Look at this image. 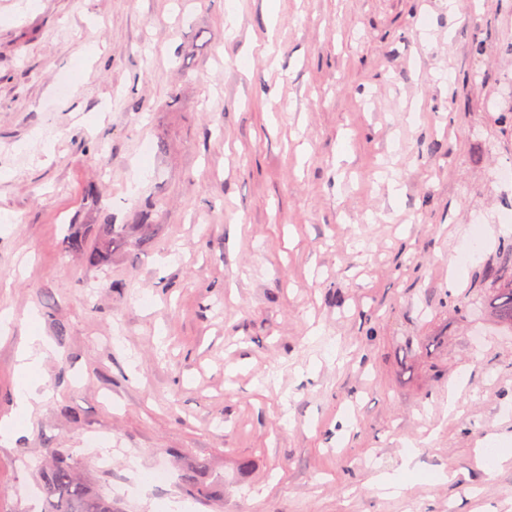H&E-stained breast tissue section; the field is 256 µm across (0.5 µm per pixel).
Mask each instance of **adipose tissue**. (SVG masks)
<instances>
[{"instance_id": "ef3b65f1", "label": "adipose tissue", "mask_w": 512, "mask_h": 512, "mask_svg": "<svg viewBox=\"0 0 512 512\" xmlns=\"http://www.w3.org/2000/svg\"><path fill=\"white\" fill-rule=\"evenodd\" d=\"M45 353L42 339L38 336L30 339L19 350V385L16 391V409L14 416L0 419V440L9 442L19 433L18 421L28 416L34 404L43 402L49 396L38 377Z\"/></svg>"}]
</instances>
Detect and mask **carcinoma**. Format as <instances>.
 <instances>
[{"label": "carcinoma", "instance_id": "cac0c4a2", "mask_svg": "<svg viewBox=\"0 0 512 512\" xmlns=\"http://www.w3.org/2000/svg\"><path fill=\"white\" fill-rule=\"evenodd\" d=\"M133 244L125 224H102V232L95 238V244H87L86 233L76 227L67 236L64 251L80 253L86 264L99 266L108 261L112 254ZM512 242L502 244L498 261L486 267L481 273V282L489 285V303L495 320L503 327L512 330ZM200 468H191L182 474V482L190 491L198 495H208L220 485L214 481L204 485L199 481ZM39 489L44 499L42 512H114L112 501L97 493L82 476L78 463L67 453H51L41 465Z\"/></svg>", "mask_w": 512, "mask_h": 512}]
</instances>
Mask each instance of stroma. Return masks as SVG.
<instances>
[{
  "label": "stroma",
  "instance_id": "stroma-1",
  "mask_svg": "<svg viewBox=\"0 0 512 512\" xmlns=\"http://www.w3.org/2000/svg\"><path fill=\"white\" fill-rule=\"evenodd\" d=\"M510 43L512 0H0V418L20 346L54 349L0 512H42L55 448L116 512H512V461L480 453H512V332L479 283ZM148 199L149 240L64 253ZM196 463L219 499L183 489ZM102 232L95 238V244L88 246L86 233L82 227H76L67 236L64 243L65 253H80L89 266H99L107 262L112 253L132 246L133 241L128 231V224H99Z\"/></svg>",
  "mask_w": 512,
  "mask_h": 512
}]
</instances>
